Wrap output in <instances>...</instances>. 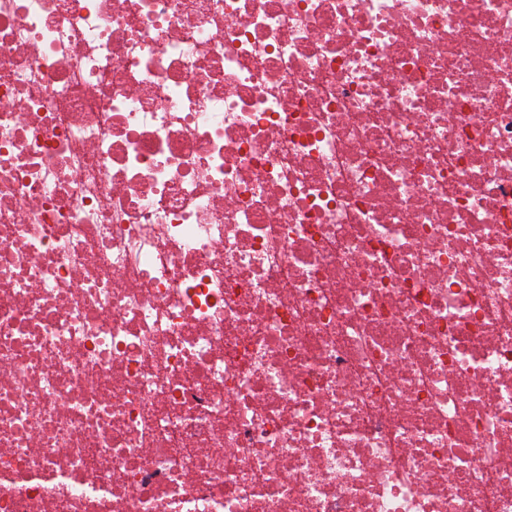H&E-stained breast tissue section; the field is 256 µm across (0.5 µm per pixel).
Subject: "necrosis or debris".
Returning a JSON list of instances; mask_svg holds the SVG:
<instances>
[{
    "mask_svg": "<svg viewBox=\"0 0 512 512\" xmlns=\"http://www.w3.org/2000/svg\"><path fill=\"white\" fill-rule=\"evenodd\" d=\"M0 512H512V0H0Z\"/></svg>",
    "mask_w": 512,
    "mask_h": 512,
    "instance_id": "obj_1",
    "label": "necrosis or debris"
}]
</instances>
